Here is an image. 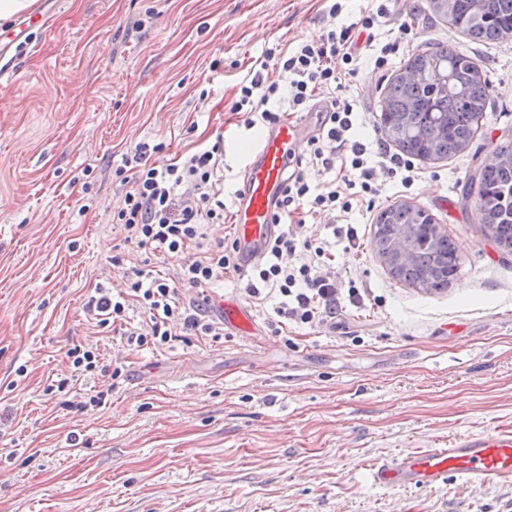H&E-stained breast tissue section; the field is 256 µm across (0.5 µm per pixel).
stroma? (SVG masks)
<instances>
[{"instance_id": "obj_1", "label": "stroma", "mask_w": 512, "mask_h": 512, "mask_svg": "<svg viewBox=\"0 0 512 512\" xmlns=\"http://www.w3.org/2000/svg\"><path fill=\"white\" fill-rule=\"evenodd\" d=\"M52 24L16 60L0 59V512H512V481L472 489H381L366 466L399 452L512 432V253L477 215L471 188L512 140V45H476L434 19L428 0H395L400 66L417 46L462 44L484 68L491 109L474 144L423 161L411 190L386 183L378 209L356 210L359 249L336 270L364 298L335 325L277 336L255 330L165 350H127L98 334L81 301L97 280L122 284L112 257L175 272L182 262L125 244L112 209L128 189L113 160L140 141L175 157L194 143L248 135L233 87L267 49L292 48L332 20L320 0H46ZM155 17L141 36L130 22ZM348 91L364 129L386 79L361 56ZM91 167L83 208L74 178ZM430 211L459 270L431 291L394 279L372 247L379 208ZM124 357L111 405L80 411L91 382L45 395L69 373L67 348ZM80 444L72 448L70 437Z\"/></svg>"}]
</instances>
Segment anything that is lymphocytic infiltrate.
I'll use <instances>...</instances> for the list:
<instances>
[{"label": "lymphocytic infiltrate", "instance_id": "1", "mask_svg": "<svg viewBox=\"0 0 512 512\" xmlns=\"http://www.w3.org/2000/svg\"><path fill=\"white\" fill-rule=\"evenodd\" d=\"M391 25L404 34L412 31L409 23H396L391 0H378L356 22L332 25L289 50L269 49L234 87L231 110L249 128L298 115L319 98L328 103L322 131L308 140L305 158L288 168L276 210L278 231L240 280L244 295L257 304L276 298L268 318L273 331L291 323L331 322L345 305L362 299L359 288L344 286L337 278L334 253L299 239L294 221L318 216L332 236L358 248L355 227L337 225V214L375 207L381 177L398 180L406 189L415 180L413 159L382 140L368 144L353 136L360 102L345 92L360 53L375 50L378 30ZM283 99L288 102L284 109L279 106ZM165 149L164 142L143 140L122 153L116 172L130 188L113 209L112 221L120 225L125 242L160 259L181 257V265L171 275L132 269L126 287L96 283L83 303L100 331L117 333L131 349H166L192 336L223 339L224 321L215 312L213 288L225 272L240 268L236 243L208 235L210 225L227 223L229 217L223 137L172 159L165 158ZM65 356L73 374L51 380L46 394L66 395L73 376L97 375V345H73Z\"/></svg>", "mask_w": 512, "mask_h": 512}]
</instances>
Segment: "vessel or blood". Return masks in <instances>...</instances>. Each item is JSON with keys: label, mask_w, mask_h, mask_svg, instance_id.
<instances>
[{"label": "vessel or blood", "mask_w": 512, "mask_h": 512, "mask_svg": "<svg viewBox=\"0 0 512 512\" xmlns=\"http://www.w3.org/2000/svg\"><path fill=\"white\" fill-rule=\"evenodd\" d=\"M46 27L44 10L34 8L24 14L21 25L0 29V58L25 43L32 29ZM305 126L302 117L282 120L265 127L246 148L249 163L233 216L242 267H250L265 252L277 229L275 204L285 190L289 164L299 157ZM219 309L225 325L243 335L251 333L249 315L237 302L220 301ZM367 475L375 486L397 489L440 486L451 478L471 488L495 480L511 481L512 435L472 436L446 448L404 451L373 462Z\"/></svg>", "instance_id": "1"}]
</instances>
